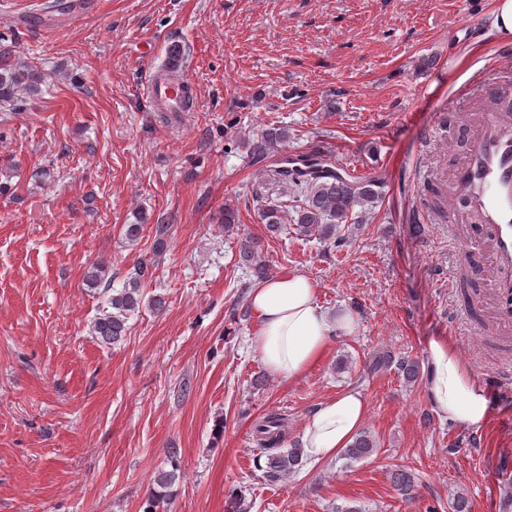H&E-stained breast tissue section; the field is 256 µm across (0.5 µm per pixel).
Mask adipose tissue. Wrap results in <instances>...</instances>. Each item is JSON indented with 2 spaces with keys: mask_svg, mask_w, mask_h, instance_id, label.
<instances>
[{
  "mask_svg": "<svg viewBox=\"0 0 512 512\" xmlns=\"http://www.w3.org/2000/svg\"><path fill=\"white\" fill-rule=\"evenodd\" d=\"M250 303L258 320L253 343L268 372L280 381L303 377L326 354L332 336L355 329L352 315L325 310L310 280L301 275L258 284ZM425 374L427 399L436 415L462 428L487 422L486 394L450 340L429 341ZM367 414L368 403L356 389L323 402L307 418L299 437L305 456L314 462L335 456L352 441Z\"/></svg>",
  "mask_w": 512,
  "mask_h": 512,
  "instance_id": "1",
  "label": "adipose tissue"
}]
</instances>
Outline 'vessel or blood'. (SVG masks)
I'll use <instances>...</instances> for the list:
<instances>
[{"label": "vessel or blood", "mask_w": 512, "mask_h": 512, "mask_svg": "<svg viewBox=\"0 0 512 512\" xmlns=\"http://www.w3.org/2000/svg\"><path fill=\"white\" fill-rule=\"evenodd\" d=\"M484 94L503 100L500 111L484 114L468 128L469 144L448 183L449 225L465 229L459 241L468 253L490 257V292L496 321L512 324V83L495 78ZM151 100L178 111L177 86L155 79Z\"/></svg>", "instance_id": "b4317fda"}]
</instances>
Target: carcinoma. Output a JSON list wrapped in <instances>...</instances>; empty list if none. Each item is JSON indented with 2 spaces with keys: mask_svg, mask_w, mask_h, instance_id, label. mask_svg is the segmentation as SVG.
Instances as JSON below:
<instances>
[{
  "mask_svg": "<svg viewBox=\"0 0 512 512\" xmlns=\"http://www.w3.org/2000/svg\"><path fill=\"white\" fill-rule=\"evenodd\" d=\"M11 54L10 48L0 47V107L15 110L21 106L22 94L38 90L42 76L31 66L18 68L9 63ZM289 138L285 127L264 129L260 141L251 150L253 158L259 162L268 152L285 149ZM269 178L281 188L282 194L294 198L295 204L290 206L285 201L261 205V218L268 232L279 234L286 224L291 223L299 234L314 236L324 243L336 238L340 225L355 223V208L359 207L364 212L382 195L381 182L343 175L318 152L281 156L278 166L270 170ZM238 253L239 263L248 269L253 280L260 282L267 278L269 265L259 241L251 237L241 239ZM147 271L146 265H138L128 278L127 286L109 296L111 311L98 317L92 326V332L101 344L114 345L126 336L127 319L139 310L142 303L141 279ZM85 280L91 285H104L105 293L112 290V278L108 277L107 267L103 264L88 269ZM365 368L369 376L393 370L409 385L420 377L418 360L398 357L389 350L373 353L366 359ZM285 428V418L279 413L266 414L254 426L256 441L261 455L265 457L261 466L262 478L268 485L288 481L307 463L298 444L280 447ZM377 448L375 438L363 431L343 450L341 458L351 464L371 456ZM171 466L172 470H161L155 475L154 482L160 491L149 501L145 512H162L169 497L168 489L176 481L177 462L171 461ZM392 479L401 495L412 496L415 479L410 473L398 470Z\"/></svg>",
  "mask_w": 512,
  "mask_h": 512,
  "instance_id": "obj_1",
  "label": "carcinoma"
}]
</instances>
